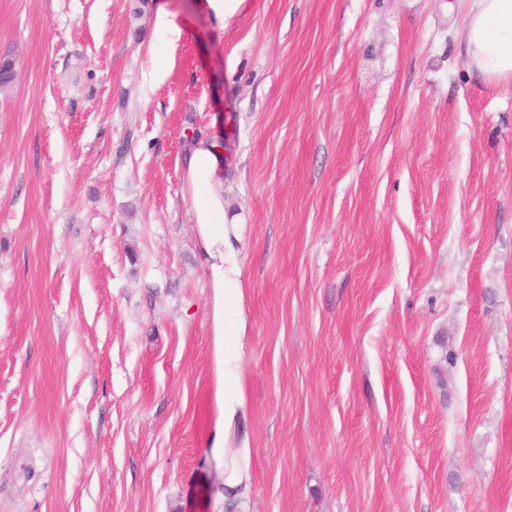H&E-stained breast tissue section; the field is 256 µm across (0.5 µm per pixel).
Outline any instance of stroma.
Returning a JSON list of instances; mask_svg holds the SVG:
<instances>
[{
    "mask_svg": "<svg viewBox=\"0 0 512 512\" xmlns=\"http://www.w3.org/2000/svg\"><path fill=\"white\" fill-rule=\"evenodd\" d=\"M462 25L0 0V512H224L202 131L246 224L249 512H512V85Z\"/></svg>",
    "mask_w": 512,
    "mask_h": 512,
    "instance_id": "35a3bbf8",
    "label": "stroma"
}]
</instances>
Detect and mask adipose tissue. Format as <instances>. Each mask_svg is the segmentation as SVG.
Masks as SVG:
<instances>
[{
    "mask_svg": "<svg viewBox=\"0 0 512 512\" xmlns=\"http://www.w3.org/2000/svg\"><path fill=\"white\" fill-rule=\"evenodd\" d=\"M466 55L489 80L512 84V0H471L463 26ZM183 192L192 222L209 260L210 286L218 298L215 333L224 339V428L240 416L237 391L246 333L243 316V225L224 199V142L217 135L196 138L183 161ZM247 451L224 449V491L230 506L246 512Z\"/></svg>",
    "mask_w": 512,
    "mask_h": 512,
    "instance_id": "1",
    "label": "adipose tissue"
}]
</instances>
